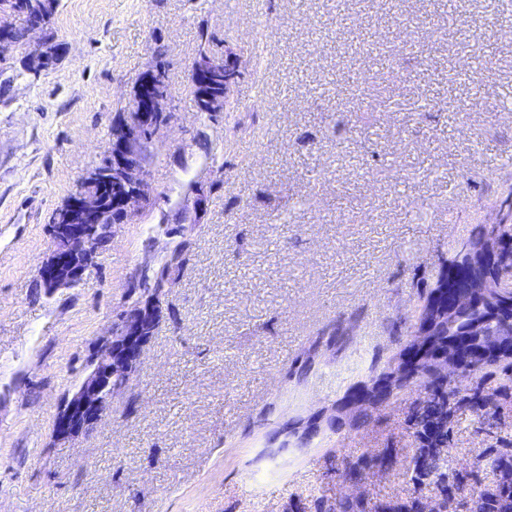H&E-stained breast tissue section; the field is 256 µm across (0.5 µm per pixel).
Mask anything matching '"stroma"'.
I'll return each mask as SVG.
<instances>
[{
  "label": "stroma",
  "mask_w": 512,
  "mask_h": 512,
  "mask_svg": "<svg viewBox=\"0 0 512 512\" xmlns=\"http://www.w3.org/2000/svg\"><path fill=\"white\" fill-rule=\"evenodd\" d=\"M54 28L67 52L40 77L32 45L0 54V512H288L353 491L329 457L411 456L423 387L348 396L389 370L444 261L512 200V5L60 0ZM158 45L175 121L148 149L149 204L113 227L85 286L45 293L51 215L100 162ZM204 46L241 62L213 116L188 92ZM183 241L163 301L175 318L95 427L57 438L135 275ZM458 385L511 405L491 437L457 416L460 469L512 442V372ZM332 408L340 428L287 437Z\"/></svg>",
  "instance_id": "obj_1"
}]
</instances>
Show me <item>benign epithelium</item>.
<instances>
[{"label":"benign epithelium","mask_w":512,"mask_h":512,"mask_svg":"<svg viewBox=\"0 0 512 512\" xmlns=\"http://www.w3.org/2000/svg\"><path fill=\"white\" fill-rule=\"evenodd\" d=\"M17 16L9 0H0V41L8 45L15 25L9 18ZM65 46L50 51L43 49V41L35 44L34 55L39 66L30 71L37 79L42 72L55 66ZM165 68L159 64L147 67L135 80L137 104H129V111L120 122L121 131L112 136V146L105 151L102 164L112 167V210L122 220L141 212L148 205L151 186L144 170V150L173 122L172 102L175 91L164 77ZM241 64L226 52L224 55L195 60L190 66V82L200 88L210 85L217 76L224 77V102H229L233 88L240 77ZM99 204L98 195L77 189L67 202L72 212H90ZM95 224H52L50 254L40 267V279L47 292L73 288L86 280L88 265L95 257ZM499 222L486 224L480 236L462 244L461 249L476 276H468L459 284L448 314L483 299L486 308L497 312L499 292L512 288V279H496L490 262L499 252ZM163 293L148 285L137 303L120 315L112 326V336L92 355L87 371L72 394L65 398L55 418L56 436L65 439L79 435L98 423L108 408L110 396L125 388L132 376L133 366L140 363L149 337L146 329L152 323V314L162 305ZM434 368L446 378L453 373L462 376L464 366L452 354L435 353Z\"/></svg>","instance_id":"1"}]
</instances>
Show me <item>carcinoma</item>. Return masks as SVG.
Wrapping results in <instances>:
<instances>
[{"label": "carcinoma", "mask_w": 512, "mask_h": 512, "mask_svg": "<svg viewBox=\"0 0 512 512\" xmlns=\"http://www.w3.org/2000/svg\"><path fill=\"white\" fill-rule=\"evenodd\" d=\"M49 12L44 30V45L52 49L57 45L53 30V19L59 6V0H47ZM104 209L98 221L99 230L96 240L98 249H103L111 237V225L118 221L111 212L112 189H104ZM187 262L184 248L174 250L169 260L156 273L152 274L158 283L168 282L169 268ZM507 312L492 314L479 305L457 311L453 322L440 321L435 324L438 339H463L475 324L482 325L485 332L496 330L500 320ZM481 339L472 337L468 348L472 349L465 366L472 372H481L492 366L509 363L512 359V347L498 354L477 355L473 350L479 348ZM408 383H420L427 389V396L414 405L408 415V425L412 429L417 448L406 460V469L414 485L413 492L403 496L379 499L373 496L363 498L336 496L319 498L314 503L315 512H424L427 494L439 498V512H512V496L503 497V490L512 491V442L500 444L491 449L488 456H482L475 467L454 469L447 465L452 441L456 414L468 410L493 423L501 414V407L491 397L476 386L465 390L449 387L450 380L436 379L432 370L425 364L415 361L407 375ZM370 465L367 459L342 460L340 474L349 481L359 480ZM487 466L491 478H478V468Z\"/></svg>", "instance_id": "1"}]
</instances>
